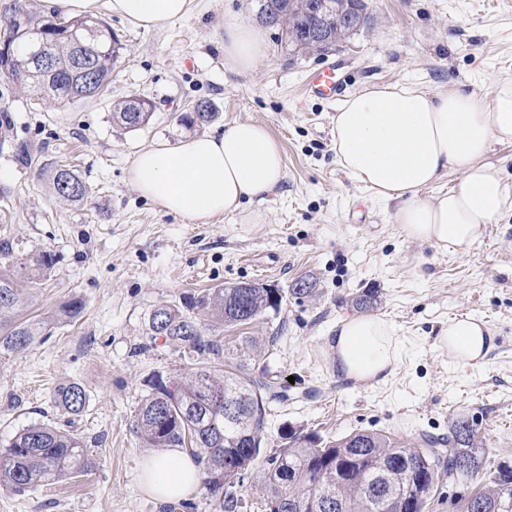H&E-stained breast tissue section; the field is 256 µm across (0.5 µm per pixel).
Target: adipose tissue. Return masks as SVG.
Listing matches in <instances>:
<instances>
[{
  "label": "adipose tissue",
  "mask_w": 512,
  "mask_h": 512,
  "mask_svg": "<svg viewBox=\"0 0 512 512\" xmlns=\"http://www.w3.org/2000/svg\"><path fill=\"white\" fill-rule=\"evenodd\" d=\"M64 16L108 12L133 26L153 29L182 17L190 0H49ZM265 36L237 16L224 17V59L254 69ZM333 148L342 171L372 199L394 206L406 239L439 250H466L486 225L512 212V183L488 162L496 143L512 142V79L494 81L489 100L450 89L434 95L411 84L374 86L348 96L333 119ZM448 191L433 186L448 174ZM129 179L165 211L192 221L260 204L285 177L283 151L266 126L253 121L223 132L158 143L133 156ZM493 331L460 315L442 329L438 344L452 362L477 367L493 347ZM338 372L359 385L387 382L404 350L394 325L371 315L341 320L327 341ZM198 483L192 459L173 448L155 455L142 471L143 489L165 502Z\"/></svg>",
  "instance_id": "adipose-tissue-1"
}]
</instances>
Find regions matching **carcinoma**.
I'll return each mask as SVG.
<instances>
[{"label":"carcinoma","mask_w":512,"mask_h":512,"mask_svg":"<svg viewBox=\"0 0 512 512\" xmlns=\"http://www.w3.org/2000/svg\"><path fill=\"white\" fill-rule=\"evenodd\" d=\"M310 0H261L258 17L281 30L293 43L292 25L299 32L319 31L339 40L336 12L308 13ZM25 13L22 34L8 25L17 11ZM0 35L17 43L0 59V83L12 94L27 93L48 103L64 105L99 96L120 63L125 45L99 17L66 18L55 11H35L27 0H8L3 6ZM43 42L51 56L49 71L36 68L29 44ZM153 107L136 96L113 107V123L127 131L148 124ZM217 112L197 103L182 117L189 125L211 122ZM57 197L80 203L89 189L73 169L50 172ZM0 346L29 347L42 335L45 322L22 321L24 298L18 281L43 275L55 265L47 250L18 253L13 243L0 240ZM284 295L279 288L257 282L236 283L190 293L182 306L160 305L151 315L150 338L173 344L186 358L184 372L156 373L146 380L147 394L134 415V429L145 448H182L199 468L201 484L215 497L222 512L244 508L236 488L243 485L258 459H263L261 490L267 512H432L434 488L477 473L483 465L474 422L452 421L446 437L427 436L428 449L408 448L382 433L356 432L325 441L312 432L288 429L280 448L265 454L261 448L266 403L284 400L263 370L247 369L274 345L246 336L228 351L222 340L207 333L206 322L245 325L268 310L279 312ZM84 303L72 297L54 312L58 321L79 318ZM224 359L223 374L212 362ZM55 401L65 413L77 416L87 394L77 382L62 384ZM94 466L82 438L69 430L35 423L15 434L0 450V487L24 491L52 481L86 473ZM448 512H512V468L498 465L471 499L448 501Z\"/></svg>","instance_id":"1"}]
</instances>
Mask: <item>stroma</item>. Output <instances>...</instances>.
Masks as SVG:
<instances>
[{
  "label": "stroma",
  "instance_id": "obj_1",
  "mask_svg": "<svg viewBox=\"0 0 512 512\" xmlns=\"http://www.w3.org/2000/svg\"><path fill=\"white\" fill-rule=\"evenodd\" d=\"M371 27L336 50L297 54L274 28L256 67L239 73L224 61V17L256 24L259 0H192L181 19L145 31L108 16L126 45L106 92L63 108L6 98L0 127V238L24 252L53 251L57 262L25 282L21 319H46L24 350L0 348V449L41 422L82 437L95 468L23 492L0 488V512H165L140 485L151 449L132 421L143 381L183 367L177 348L150 340L149 318L185 294L241 281L287 290L280 312L221 327L235 337L276 343L261 365L287 401L266 405L265 451L286 428L328 440L354 431L391 436L411 448L444 436L453 419H475L488 466H512V215L487 225L464 252L451 254L403 237L393 207L370 198L337 166L332 122L338 101L307 95L311 75L335 67L344 94L411 83L435 94L459 88L487 98L497 79H512V0H368ZM155 105L135 131L112 123L129 96ZM199 101L218 117L188 125ZM266 125L282 147L285 178L261 206L194 223L143 198L128 177L134 154L160 141L223 131L235 121ZM26 145L32 155L19 163ZM72 164L90 188L79 204L59 201L46 167ZM299 280L309 296L290 295ZM374 296L369 313L394 324L405 345L394 375L357 386L336 372L326 339L355 315V301ZM81 298L72 322L52 311ZM470 314L494 331L478 367L456 365L434 341L449 319ZM82 384L84 412L65 414L55 392Z\"/></svg>",
  "mask_w": 512,
  "mask_h": 512
}]
</instances>
